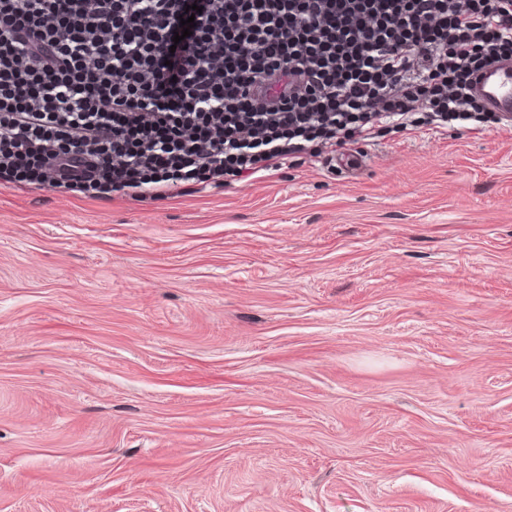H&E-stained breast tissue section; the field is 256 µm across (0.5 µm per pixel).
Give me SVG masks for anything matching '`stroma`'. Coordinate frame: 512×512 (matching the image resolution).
Segmentation results:
<instances>
[{
    "mask_svg": "<svg viewBox=\"0 0 512 512\" xmlns=\"http://www.w3.org/2000/svg\"><path fill=\"white\" fill-rule=\"evenodd\" d=\"M350 151L0 185V512H512V122Z\"/></svg>",
    "mask_w": 512,
    "mask_h": 512,
    "instance_id": "35a3bbf8",
    "label": "stroma"
}]
</instances>
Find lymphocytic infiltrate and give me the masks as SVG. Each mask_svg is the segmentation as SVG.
<instances>
[{"mask_svg": "<svg viewBox=\"0 0 512 512\" xmlns=\"http://www.w3.org/2000/svg\"><path fill=\"white\" fill-rule=\"evenodd\" d=\"M0 0V178L201 191L416 113L472 120L512 0ZM190 36L175 40L185 18Z\"/></svg>", "mask_w": 512, "mask_h": 512, "instance_id": "obj_1", "label": "lymphocytic infiltrate"}]
</instances>
